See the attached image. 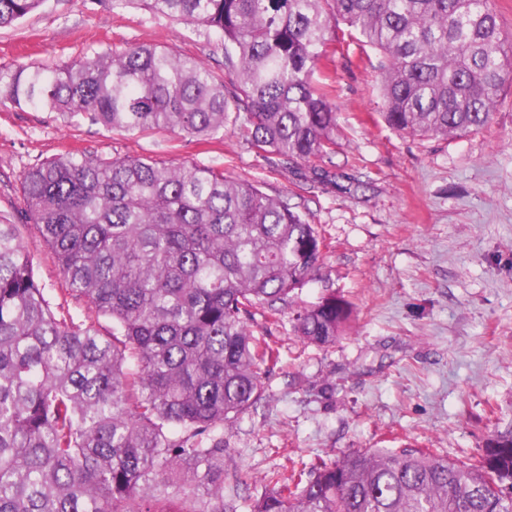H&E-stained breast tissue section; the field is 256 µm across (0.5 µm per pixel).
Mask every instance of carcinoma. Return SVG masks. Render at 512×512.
Wrapping results in <instances>:
<instances>
[{
	"label": "carcinoma",
	"mask_w": 512,
	"mask_h": 512,
	"mask_svg": "<svg viewBox=\"0 0 512 512\" xmlns=\"http://www.w3.org/2000/svg\"><path fill=\"white\" fill-rule=\"evenodd\" d=\"M46 0H0V28ZM203 28L224 78L155 44L0 71V104L81 115L115 132L246 143L331 158L336 103L314 79L336 24L379 51L386 124L479 133L512 88V41L491 0H113ZM30 222L68 295L112 320L62 317L17 224L0 223V512H237L224 426L255 409L289 315L319 347L346 334L332 289L300 305L325 238L299 205L224 170L71 151L25 171ZM251 512H512V431L471 464L429 448L349 450L265 476Z\"/></svg>",
	"instance_id": "carcinoma-1"
}]
</instances>
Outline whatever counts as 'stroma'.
<instances>
[{"label":"stroma","mask_w":512,"mask_h":512,"mask_svg":"<svg viewBox=\"0 0 512 512\" xmlns=\"http://www.w3.org/2000/svg\"><path fill=\"white\" fill-rule=\"evenodd\" d=\"M136 43L169 46L224 73V51L203 29L112 0H46L0 29V67L57 66ZM326 55L317 78L338 112L329 160L259 153L230 127L212 141L128 135L83 117L68 124L53 112L0 106V223L22 225L36 277L53 298L65 281L26 224L20 186L45 159L79 150L196 161L268 195L305 199L328 247L321 278L296 301L316 302L329 287L353 303L354 320L329 347L300 342L288 317L271 325L280 358L264 377L265 399L224 429L238 512H250L265 475L297 455L330 460L410 442L465 461L512 428V90L485 130L426 139L384 123L379 52L338 39Z\"/></svg>","instance_id":"1"}]
</instances>
